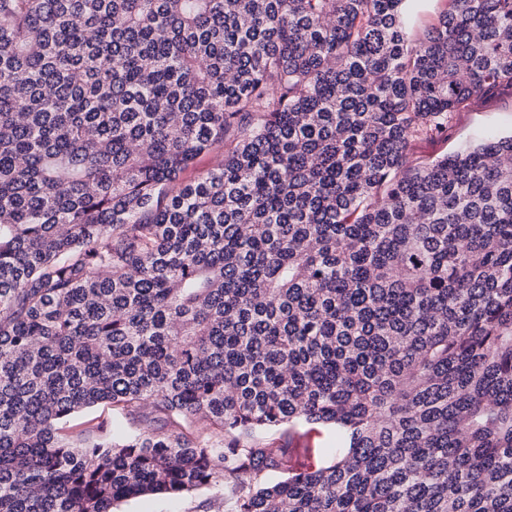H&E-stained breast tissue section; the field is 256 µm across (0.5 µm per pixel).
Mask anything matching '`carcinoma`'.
Wrapping results in <instances>:
<instances>
[{
	"instance_id": "obj_1",
	"label": "carcinoma",
	"mask_w": 512,
	"mask_h": 512,
	"mask_svg": "<svg viewBox=\"0 0 512 512\" xmlns=\"http://www.w3.org/2000/svg\"><path fill=\"white\" fill-rule=\"evenodd\" d=\"M403 2L0 0V512H512V0ZM440 7L438 0L412 1L407 10L415 17L413 31H421L426 25L432 23ZM512 132V90L498 95L479 97L471 104L454 113L448 139H423L414 144L418 155L429 158L442 156L463 147L487 134ZM105 419H112L113 430L117 432H123L131 428L135 429L136 427H140L139 422L133 423L125 418L117 417L115 415L112 416V410L107 409L106 407H99L86 411L85 413L71 419L66 425L65 433L74 437L81 434L83 437L96 436L98 433L94 427H96L98 422ZM288 434L291 435L290 437L293 439V443L296 448H311L310 457L308 459H304L305 463H320L327 460L328 457L323 451L324 448L335 447L333 437L331 435L316 426L304 423L296 425L289 431L287 426L277 433L263 435L262 437L266 439H288ZM231 512L229 500L221 501L213 491L203 490L184 497L152 495L119 502L114 512Z\"/></svg>"
}]
</instances>
